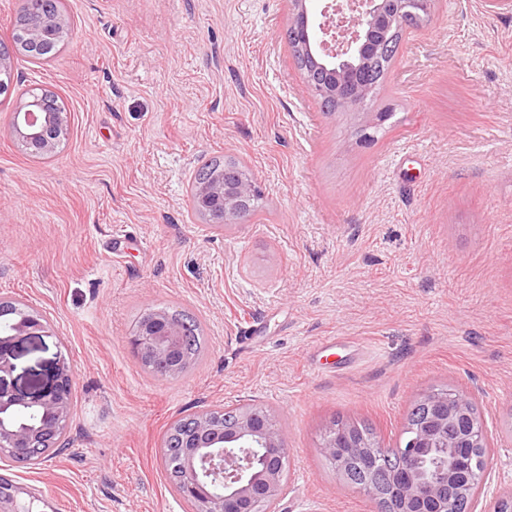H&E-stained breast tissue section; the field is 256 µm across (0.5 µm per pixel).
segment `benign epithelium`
Returning a JSON list of instances; mask_svg holds the SVG:
<instances>
[{"label": "benign epithelium", "mask_w": 512, "mask_h": 512, "mask_svg": "<svg viewBox=\"0 0 512 512\" xmlns=\"http://www.w3.org/2000/svg\"><path fill=\"white\" fill-rule=\"evenodd\" d=\"M308 0H291V23L313 24L315 37L308 50L344 77L351 60L375 47L371 36L378 29H400L407 15L429 19L434 0H329L320 19L310 16ZM310 93L318 100L340 101L355 113L357 126L378 123L381 112L366 110L373 91L358 86L346 98L341 85H330L316 73L303 75ZM67 126V110L55 96L30 95L11 116L12 131L26 153L50 157ZM263 196L255 176L241 172L232 179L220 174L198 186L201 213H219L224 223L236 224L243 210ZM47 320L36 310L13 317L0 332V457L21 455V450L45 448L65 429L71 415L73 373L65 357H58L52 383L36 397L18 393L7 382L13 372L12 350L22 336H48ZM181 328L161 310L152 312L136 329L130 343L140 359L167 379L182 373ZM428 412L409 428L406 443L386 448L379 439H365L349 425L331 430L322 443L324 456L347 479L340 458L358 457L369 478L358 486L376 506V512H457L458 500L448 497V480L459 474L460 497L478 507L487 496L489 458H474L461 448L491 447L483 421L475 418L474 398L466 393L434 390L423 396ZM436 465L405 467V459L425 460L433 453ZM289 448L282 427L263 418L253 406H241L230 426L222 417L202 412L193 417L192 430L182 439L177 458L180 495L195 503V512H279L283 497V472Z\"/></svg>", "instance_id": "benign-epithelium-1"}]
</instances>
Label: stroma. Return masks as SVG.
I'll use <instances>...</instances> for the list:
<instances>
[{"mask_svg": "<svg viewBox=\"0 0 512 512\" xmlns=\"http://www.w3.org/2000/svg\"><path fill=\"white\" fill-rule=\"evenodd\" d=\"M58 51L13 65L0 95V297L53 329L13 348L38 396L65 354L73 405L35 469L0 458V512H190L160 441L176 419L258 404L290 448L281 512H375L323 455L334 418L397 447L433 389L472 395L512 490V11L436 0L403 31L356 144L286 40L290 0H64ZM50 90L68 109L49 160L10 117ZM240 160L260 211L214 226L190 203L201 161ZM192 313L197 364L145 373L149 308Z\"/></svg>", "mask_w": 512, "mask_h": 512, "instance_id": "1", "label": "stroma"}]
</instances>
